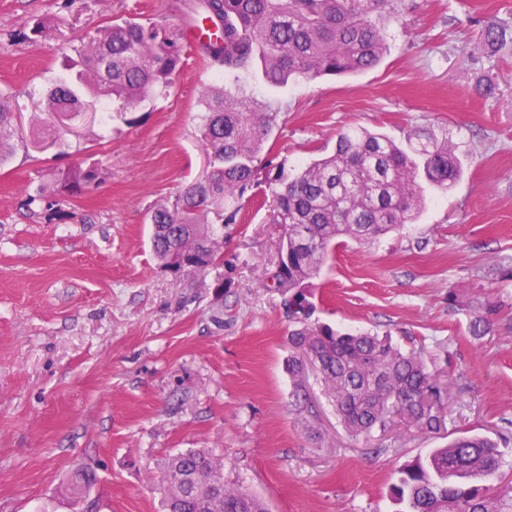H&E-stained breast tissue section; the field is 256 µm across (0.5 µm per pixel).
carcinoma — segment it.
<instances>
[{"mask_svg": "<svg viewBox=\"0 0 512 512\" xmlns=\"http://www.w3.org/2000/svg\"><path fill=\"white\" fill-rule=\"evenodd\" d=\"M390 6V0H182L187 23L205 33L197 47L215 72L201 99L204 143L214 157L204 178L185 184L173 202L150 216L152 250L162 267L181 273L222 265L208 214L219 211L224 223H236L240 202L255 186L256 162L277 113L227 90L224 79L258 69L267 86L280 87L373 69L387 50L373 15ZM482 39L502 47L512 41V28L489 22ZM183 41L177 24L111 19L67 59L65 69L108 96L117 112L133 111L173 86ZM49 104L56 113L82 112L66 77L55 81ZM13 122L14 112L0 95V165L14 147ZM100 172L96 165L68 170L59 180L61 192H81ZM462 172L452 142L427 129H415L398 143L383 132L350 126L338 132L332 153L294 174L282 167L267 179L284 238L265 281L296 324L288 336V367L298 371L307 359L317 366L340 422L355 437L396 425L420 434L438 431L440 383L421 354L387 337L310 324L315 305L309 282L344 239L362 243L416 223L426 188L447 190ZM467 306L476 314L475 336L484 335L501 312L490 300ZM504 458L498 442L461 436L403 465L389 494L405 504L404 512H512V486L492 483ZM94 483L91 472H78L67 491L85 500ZM163 485L168 512H268L263 500L224 482L223 466L210 451L171 456Z\"/></svg>", "mask_w": 512, "mask_h": 512, "instance_id": "cac0c4a2", "label": "carcinoma"}]
</instances>
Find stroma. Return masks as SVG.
Instances as JSON below:
<instances>
[{
    "label": "stroma",
    "mask_w": 512,
    "mask_h": 512,
    "mask_svg": "<svg viewBox=\"0 0 512 512\" xmlns=\"http://www.w3.org/2000/svg\"><path fill=\"white\" fill-rule=\"evenodd\" d=\"M392 6L374 16L388 45L374 70L277 90L226 80L276 125L252 198L218 228L222 269L175 275L152 252L149 216L208 165L200 101L212 74L196 49L132 125L87 109L61 121L47 94L106 21L176 22L178 0H0V93L17 114V148L0 165V512H81L64 489L79 469L97 475L99 512H164L168 457L203 448L269 512H399L398 468L465 431L506 442L512 478V288L500 285L512 269V43L481 39L486 18L512 27V0ZM38 19L52 29L29 38ZM351 125L399 142L430 129L463 163L417 223L337 247L310 282L315 321L390 336L446 376L436 434L351 436L318 373H289L292 326L264 284L283 233L268 169L331 152ZM92 163L101 179L58 195L60 171ZM220 276L232 286L219 296ZM482 292L506 309L479 339L466 302Z\"/></svg>",
    "instance_id": "obj_1"
}]
</instances>
